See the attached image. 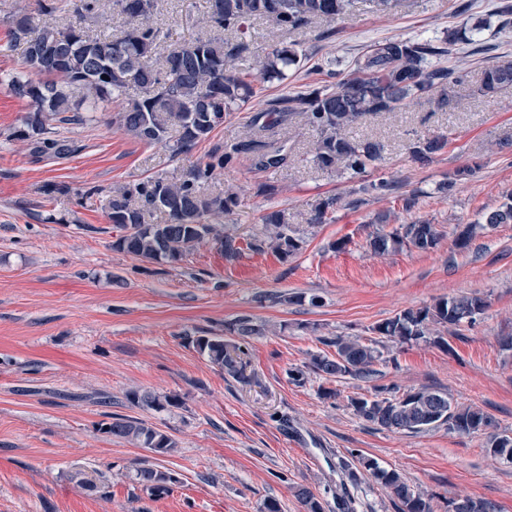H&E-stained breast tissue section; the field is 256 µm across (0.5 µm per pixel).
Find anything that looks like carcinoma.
<instances>
[{
    "mask_svg": "<svg viewBox=\"0 0 512 512\" xmlns=\"http://www.w3.org/2000/svg\"><path fill=\"white\" fill-rule=\"evenodd\" d=\"M101 2L76 0L72 3L75 21L63 28L42 23L29 13L20 19L15 14L8 16L14 42L23 46L27 70L39 76L35 80L21 74L10 79L12 93L29 103L15 137L30 142L38 158H64L79 149L74 141L51 135L49 122H83L84 113L111 104L131 84L140 87L142 94L125 102L112 122L150 145L167 143L170 127L176 126L174 152L188 154L223 125L228 114L249 104L255 95L253 77L283 81L288 70L302 61L297 44H280L254 57L253 72L240 68V60L250 50L249 22L262 19L281 30L298 31L317 21H341L355 4V0H206L196 23L222 30L224 37L196 36L158 58L156 53L168 34L153 24L155 0H108L123 17L122 30L89 35L80 23L99 12ZM460 40L461 33L451 30L441 39L377 41L354 57L347 74L328 71L338 78L336 87L308 88L280 99L271 109L253 116L238 142L213 151L204 163L189 165L180 178L149 177L113 193L107 217L120 234L112 247L146 262L175 264L191 250L211 243L224 260H238L243 249L224 232L223 219L239 205L240 194L234 186L216 194L202 191L215 172L233 167L242 154L251 155L254 168L261 172L287 167L291 158L288 139L266 140L261 132L293 114L317 136L313 161L318 167L330 172L348 170L354 176L366 172L381 158L384 145L356 139L351 129L370 114L397 112L412 99L432 92L437 93L441 108L456 103V89L465 85L469 73L459 65L445 66L443 60ZM507 89H512V62L482 70L477 94L494 96ZM445 144L443 136L422 135L409 145V152L424 163ZM339 202L337 197L321 200L314 208L313 223H324ZM158 213L163 216L160 222L155 221ZM483 220L491 227L511 224L512 203L485 213ZM262 224L263 230L247 244L250 251H270L286 261L301 249L302 240L289 228L285 211L265 213ZM440 239L436 225L419 220L370 236L368 247L376 255L405 247L428 252ZM487 307V300L478 294L442 297L430 306L405 310L374 331L401 342L444 345L441 329L472 323ZM227 332L237 341L201 335L193 344L213 365L239 378L246 369V344L263 334V329L250 318L240 317L227 326ZM329 345L335 347L334 354H318L289 369V379L302 385L311 373L324 379H369L376 373L380 352L375 347L350 336H337ZM385 392L381 388L371 399L352 396L348 405L358 418L381 429L417 434L446 425L448 431L462 435L483 434L494 458L512 461V436L497 432L495 420L481 408L460 406L448 394L431 388L388 397L383 396ZM127 399L150 409L177 404L176 398L151 391L134 390ZM101 430L156 456L176 448L169 435L126 417H111L101 424ZM350 456L356 462H338L341 479L333 512H354L347 487L359 483L360 467L389 491L398 512H432L429 502L398 472L353 452ZM134 480L157 495L168 493L177 482L173 473L156 464L138 467ZM451 512H496V508L490 501L465 496L451 502Z\"/></svg>",
    "mask_w": 512,
    "mask_h": 512,
    "instance_id": "obj_1",
    "label": "carcinoma"
}]
</instances>
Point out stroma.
Here are the masks:
<instances>
[{"label":"stroma","mask_w":512,"mask_h":512,"mask_svg":"<svg viewBox=\"0 0 512 512\" xmlns=\"http://www.w3.org/2000/svg\"><path fill=\"white\" fill-rule=\"evenodd\" d=\"M457 2L402 0L377 13L359 0L328 38L318 24L286 33L251 21V51L241 68L251 69L255 54L282 42H298L305 58L285 81H256L249 108L230 113L189 154L132 138L106 110L80 125H54L79 150L38 160L14 136L28 103L8 86L25 65L7 21L17 10L36 13L37 0H0V512H264L270 499L282 512H305L297 490L308 488L332 506L338 460L352 451L401 473L433 512H448L449 500L460 496L512 512V463L491 458L485 436L444 427L387 431L347 406L348 397L370 398L379 387L436 388L482 408L499 431L512 433V224L478 227L468 248L456 244L457 225L477 224L512 197V90L487 97L467 86L450 109H438L428 95L403 111L366 117L354 136L380 140L385 150L355 177L314 163L316 135L299 116L268 130L270 138L289 139L288 167L269 174L243 158L205 190L238 186L241 203L225 216L224 228L242 244L261 231L263 214L286 210L303 244L285 262L248 251L230 264L203 245L178 264L149 263L113 249L116 231L107 218L117 188L180 177L242 136L254 111L324 85L316 64L348 63L374 41L471 29L473 40L457 43L450 61L472 81L486 66L512 61V25L500 14L505 0H471L464 14ZM202 8L203 0H158L154 21L168 32L167 46L196 34ZM427 133L445 135L447 143L420 163L409 144ZM465 166L473 175L456 180ZM266 180L278 185V194L256 195V184ZM383 180L398 182L399 191L375 190ZM451 180L453 192L442 191ZM59 184L69 193H54ZM413 192L419 204L405 210L403 198ZM349 194L357 206L312 223L320 200ZM380 213L389 216L385 231L427 219L442 238L428 252L374 255L367 240ZM342 239L346 247L334 249ZM470 293L489 306L474 324L447 334L446 345L403 343L374 331L405 309ZM242 316L266 332L252 339L240 380L199 354L191 339L224 335ZM338 335L376 345L382 357L374 376L289 382V368L331 353L327 341ZM324 385L336 397L323 398ZM133 390L174 395L178 403L138 407L126 398ZM113 415L168 434L176 451L155 456L103 433L101 423ZM146 460L175 474L168 494L153 495L134 481ZM77 471L96 490L71 481Z\"/></svg>","instance_id":"stroma-1"}]
</instances>
